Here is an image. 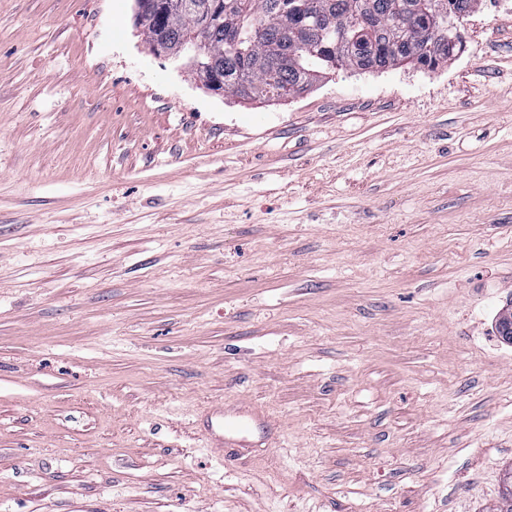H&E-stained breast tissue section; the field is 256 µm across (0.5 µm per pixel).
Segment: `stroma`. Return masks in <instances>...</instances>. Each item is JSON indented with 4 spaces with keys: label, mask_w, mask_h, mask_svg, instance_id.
<instances>
[{
    "label": "stroma",
    "mask_w": 512,
    "mask_h": 512,
    "mask_svg": "<svg viewBox=\"0 0 512 512\" xmlns=\"http://www.w3.org/2000/svg\"><path fill=\"white\" fill-rule=\"evenodd\" d=\"M133 9L0 0V512H488L512 6L288 100L211 94ZM218 404L269 440L225 459Z\"/></svg>",
    "instance_id": "1"
}]
</instances>
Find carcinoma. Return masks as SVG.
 I'll list each match as a JSON object with an SVG mask.
<instances>
[{
	"instance_id": "1",
	"label": "carcinoma",
	"mask_w": 512,
	"mask_h": 512,
	"mask_svg": "<svg viewBox=\"0 0 512 512\" xmlns=\"http://www.w3.org/2000/svg\"><path fill=\"white\" fill-rule=\"evenodd\" d=\"M160 8L141 34L151 42L166 29L170 49L185 54V40L200 18L224 95L272 99L308 91L340 68L384 72L403 64L430 70L448 61V18L459 21L481 0H184Z\"/></svg>"
}]
</instances>
